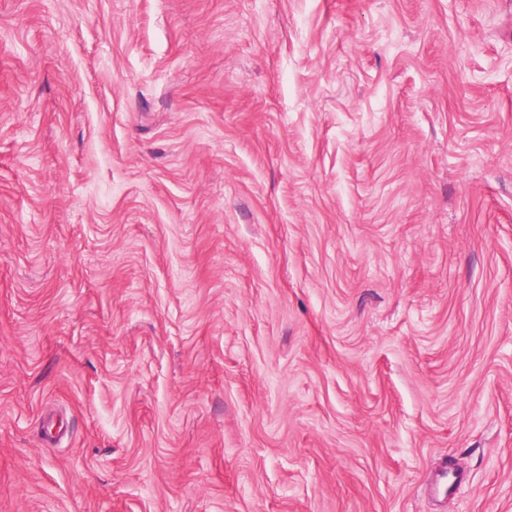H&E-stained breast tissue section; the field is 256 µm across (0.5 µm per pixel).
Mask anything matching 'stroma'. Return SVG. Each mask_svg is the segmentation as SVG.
Masks as SVG:
<instances>
[{"mask_svg": "<svg viewBox=\"0 0 512 512\" xmlns=\"http://www.w3.org/2000/svg\"><path fill=\"white\" fill-rule=\"evenodd\" d=\"M0 512H512V0H0Z\"/></svg>", "mask_w": 512, "mask_h": 512, "instance_id": "obj_1", "label": "stroma"}]
</instances>
